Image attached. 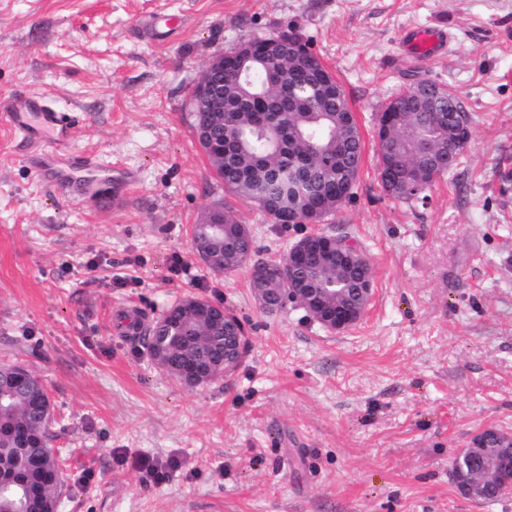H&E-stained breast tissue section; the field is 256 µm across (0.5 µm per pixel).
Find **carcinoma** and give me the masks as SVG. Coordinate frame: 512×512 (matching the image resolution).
<instances>
[{"instance_id":"cac0c4a2","label":"carcinoma","mask_w":512,"mask_h":512,"mask_svg":"<svg viewBox=\"0 0 512 512\" xmlns=\"http://www.w3.org/2000/svg\"><path fill=\"white\" fill-rule=\"evenodd\" d=\"M272 56L279 77L271 79L263 68L252 72L257 87H266L279 106L253 101L242 106L249 86L237 80L238 59L228 61L224 74V122L211 135L224 139V168L214 169L224 188L246 203L261 206L273 224L284 220L320 223L334 215L353 196L361 168V133L353 120L349 101L340 84L330 89L319 85L314 69L289 64L281 44L273 41ZM390 132L378 141L379 161L390 163L398 180L386 194L405 201L426 202L427 189L448 174L446 160L439 154L454 143V114L465 112L462 102L446 88L432 92L421 105L406 104L399 111L386 104ZM193 239L203 243L223 262L216 272H231L249 259L253 239L249 228L230 212H224V232L212 224L193 226ZM355 262L336 257L308 262L294 271L305 288H323L331 301L351 304L353 289L360 287L369 264L359 249L349 248ZM253 288H279L283 274L269 261L253 264ZM179 331L195 342L181 350L171 348L151 327L144 337L148 351L172 365L194 361L209 372V383L224 367V330L213 325L208 305L188 304ZM18 365H0V472L18 473L26 486L0 493V512H51L57 485L47 480L58 474V463L49 447L51 433L45 420L50 409L42 381L27 372L24 385L15 382Z\"/></svg>"}]
</instances>
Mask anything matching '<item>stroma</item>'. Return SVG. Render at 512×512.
I'll list each match as a JSON object with an SVG mask.
<instances>
[{
	"label": "stroma",
	"mask_w": 512,
	"mask_h": 512,
	"mask_svg": "<svg viewBox=\"0 0 512 512\" xmlns=\"http://www.w3.org/2000/svg\"><path fill=\"white\" fill-rule=\"evenodd\" d=\"M158 12L183 19L162 42L146 27ZM419 27L446 47L406 52ZM290 30L334 72L364 141L352 198L320 225L270 223L225 191L192 128L207 60ZM418 78L462 101L471 139L408 204L380 187L374 130ZM27 93L70 116L72 151L97 168L28 162L7 112ZM220 203L258 260L319 231L349 236L374 283L366 316L334 333L292 303L264 310L250 266L211 270L192 226ZM189 295L247 336L237 371L196 388L123 324ZM7 362L47 388L58 512H512V497L474 500L452 477L473 436L512 434V0H0Z\"/></svg>",
	"instance_id": "35a3bbf8"
}]
</instances>
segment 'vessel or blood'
<instances>
[{"label":"vessel or blood","instance_id":"b4317fda","mask_svg":"<svg viewBox=\"0 0 512 512\" xmlns=\"http://www.w3.org/2000/svg\"><path fill=\"white\" fill-rule=\"evenodd\" d=\"M443 39L442 31L427 28L410 31L406 36L409 48L421 55L433 54ZM10 119L27 141L41 144V152L34 157L36 166L65 161L79 168L92 167L90 157L77 156L71 151V122L65 112L21 95L12 101Z\"/></svg>","mask_w":512,"mask_h":512}]
</instances>
